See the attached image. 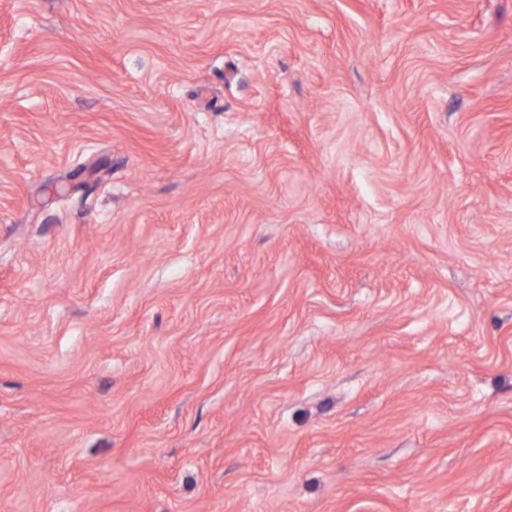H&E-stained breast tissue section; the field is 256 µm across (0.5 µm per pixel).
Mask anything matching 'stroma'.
Masks as SVG:
<instances>
[{
	"instance_id": "35a3bbf8",
	"label": "stroma",
	"mask_w": 512,
	"mask_h": 512,
	"mask_svg": "<svg viewBox=\"0 0 512 512\" xmlns=\"http://www.w3.org/2000/svg\"><path fill=\"white\" fill-rule=\"evenodd\" d=\"M0 512H512V0H0Z\"/></svg>"
}]
</instances>
